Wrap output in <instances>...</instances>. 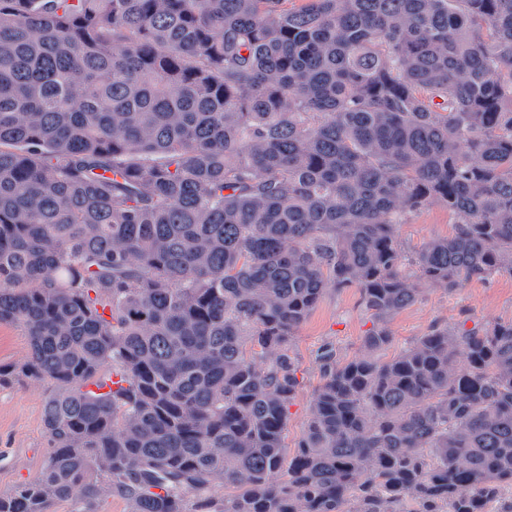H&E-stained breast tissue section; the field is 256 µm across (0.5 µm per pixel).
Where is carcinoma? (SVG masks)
I'll list each match as a JSON object with an SVG mask.
<instances>
[{
	"instance_id": "carcinoma-1",
	"label": "carcinoma",
	"mask_w": 512,
	"mask_h": 512,
	"mask_svg": "<svg viewBox=\"0 0 512 512\" xmlns=\"http://www.w3.org/2000/svg\"><path fill=\"white\" fill-rule=\"evenodd\" d=\"M416 271L512 275V0H0V385H53L0 512H512V320L381 358ZM344 288L374 325L287 460ZM456 218L441 203H430L411 213L406 224L397 228V236L405 253L415 254L432 239L448 238L455 233ZM372 326L358 289L329 290L292 336L291 345L299 362L300 387L288 408L284 431L289 458L305 428L312 396L322 383L318 351L326 344H333L341 361L350 360L360 353L362 338ZM27 343L22 331L14 326H0V364L10 365L23 360Z\"/></svg>"
}]
</instances>
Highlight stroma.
Returning <instances> with one entry per match:
<instances>
[{
	"mask_svg": "<svg viewBox=\"0 0 512 512\" xmlns=\"http://www.w3.org/2000/svg\"><path fill=\"white\" fill-rule=\"evenodd\" d=\"M456 218L447 207L431 203L411 213L397 228L405 253L415 254L434 239L451 237ZM512 320V277L498 275L472 279L449 291L421 283L418 300L389 322L392 352L409 346L432 327H453L465 322L487 326ZM373 322L361 303L358 289L328 291L291 339L298 358L300 387L288 408L284 431L287 447H295L309 415L315 390L322 382L317 354L324 345H334L340 360L361 351L362 338ZM47 384L19 379L0 386V494L36 478L43 466L49 441L42 422Z\"/></svg>",
	"mask_w": 512,
	"mask_h": 512,
	"instance_id": "35a3bbf8",
	"label": "stroma"
}]
</instances>
